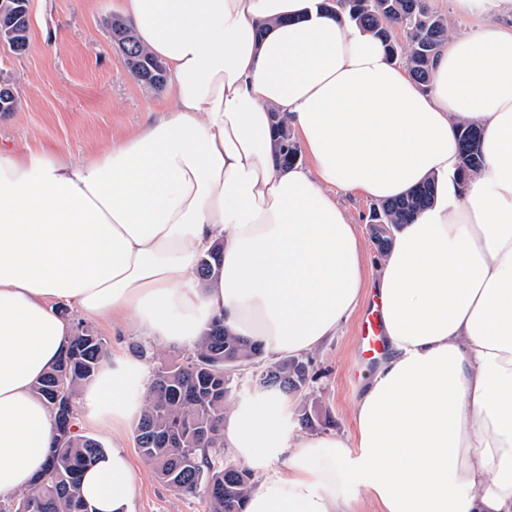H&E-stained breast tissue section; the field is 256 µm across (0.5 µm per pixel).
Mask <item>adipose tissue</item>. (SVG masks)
<instances>
[{
  "label": "adipose tissue",
  "mask_w": 512,
  "mask_h": 512,
  "mask_svg": "<svg viewBox=\"0 0 512 512\" xmlns=\"http://www.w3.org/2000/svg\"><path fill=\"white\" fill-rule=\"evenodd\" d=\"M172 79L171 105L89 158L0 149V500L32 487L55 435L35 387L74 336L59 312L133 323L195 346L212 318L271 355L322 347L383 302L390 350L355 398L352 438L291 429L265 394L224 421L262 469L244 512H512V0H454L476 29L449 38L421 91L382 42L323 0H115ZM306 165L283 167L273 113ZM482 130L464 184L457 125ZM433 205L369 268L339 194L384 201L425 179ZM223 239L217 283L194 275ZM139 363L105 356L83 395L119 424L145 394ZM127 512L120 448L81 481Z\"/></svg>",
  "instance_id": "ef3b65f1"
}]
</instances>
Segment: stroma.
I'll return each mask as SVG.
<instances>
[{
	"instance_id": "1",
	"label": "stroma",
	"mask_w": 512,
	"mask_h": 512,
	"mask_svg": "<svg viewBox=\"0 0 512 512\" xmlns=\"http://www.w3.org/2000/svg\"><path fill=\"white\" fill-rule=\"evenodd\" d=\"M113 0H32L29 43L19 54L0 50V75L13 79L14 111L0 112V144L19 150L54 148L83 158L123 140L150 108L168 104L166 90L144 88L113 46L106 23L114 18ZM359 317L309 355L315 381L306 397L314 418L309 436H352L355 395L374 367L357 360ZM109 353L132 358L133 343L146 338L121 322L91 320ZM82 435L104 448L126 451L133 465L129 512H207L195 495L170 490L138 452L134 418L116 428L101 426L85 400L76 404Z\"/></svg>"
}]
</instances>
